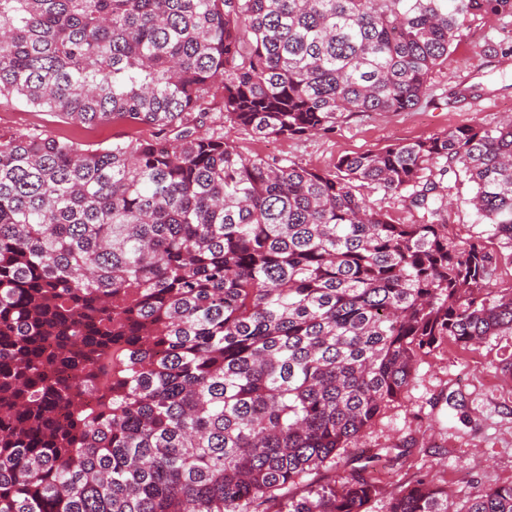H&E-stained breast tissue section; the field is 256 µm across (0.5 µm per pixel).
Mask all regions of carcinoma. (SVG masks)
<instances>
[{"label":"carcinoma","instance_id":"obj_1","mask_svg":"<svg viewBox=\"0 0 512 512\" xmlns=\"http://www.w3.org/2000/svg\"><path fill=\"white\" fill-rule=\"evenodd\" d=\"M505 15L512 0H0V98L157 130L98 149L0 136V512H369L381 489L348 445L421 357L512 331L499 253L448 239L452 176L512 249V119L329 170L247 155L224 124L302 138L405 112L470 23ZM389 512H450L448 489L423 474ZM465 512H512V484ZM365 194L373 206L387 211L400 224H411L417 219L416 213L410 211L395 197L384 195L378 190L365 191Z\"/></svg>","mask_w":512,"mask_h":512}]
</instances>
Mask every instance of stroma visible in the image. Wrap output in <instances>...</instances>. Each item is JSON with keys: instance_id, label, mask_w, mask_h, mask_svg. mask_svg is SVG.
Wrapping results in <instances>:
<instances>
[{"instance_id": "1", "label": "stroma", "mask_w": 512, "mask_h": 512, "mask_svg": "<svg viewBox=\"0 0 512 512\" xmlns=\"http://www.w3.org/2000/svg\"><path fill=\"white\" fill-rule=\"evenodd\" d=\"M482 84L489 94L453 98L458 85ZM512 114V16L477 21L465 31L447 64L433 75L429 98L407 112L374 113L350 118L334 131L303 138L260 139L249 131L225 126L224 136L249 155L286 158L327 170L344 155L376 151L387 145L424 138L459 125L493 126ZM122 125L79 127L51 112L15 100H0V134L38 132L96 149L125 133ZM448 235L462 244L489 237L468 199L469 185L452 191ZM512 362V332L475 346H448L417 364L406 393L387 407L360 439V451L387 449L379 480L383 495L369 512H388L389 496L411 482L417 471L436 474L452 497L455 512L479 490L512 483V377L501 371ZM413 445L399 458L405 440Z\"/></svg>"}]
</instances>
